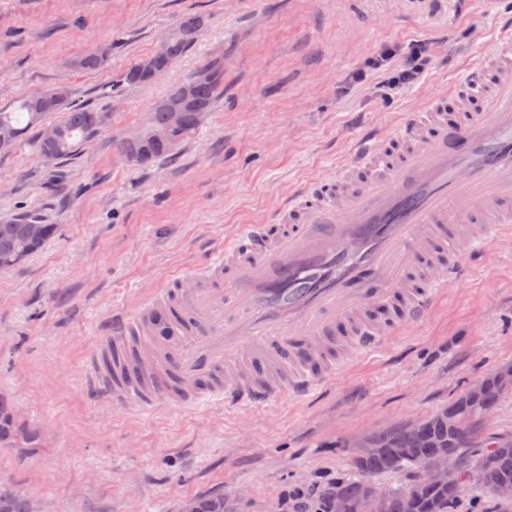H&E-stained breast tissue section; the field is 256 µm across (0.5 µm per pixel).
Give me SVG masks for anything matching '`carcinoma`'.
Masks as SVG:
<instances>
[{"mask_svg": "<svg viewBox=\"0 0 512 512\" xmlns=\"http://www.w3.org/2000/svg\"><path fill=\"white\" fill-rule=\"evenodd\" d=\"M205 25L204 17L187 15L162 40L160 47L136 63L127 73V82L133 85L149 84L163 76L175 61L188 52L198 41ZM224 90V66L220 60H211L196 70L187 80L169 88L148 112L141 127L120 139L119 149L125 161L135 167H148L156 160L172 155L182 140L196 131L208 114L216 108ZM70 90L65 85L44 89L18 100L8 111L0 108V129L10 132V138L0 140V155L11 153L29 132H35L34 147L41 157L52 156V161L63 162L77 155L80 149L101 132L105 115L83 105L69 103ZM181 113V123L173 124L171 114ZM62 113L52 124L57 130L54 141H44V118ZM39 218L21 214L0 222V271L9 270L39 250L58 230L56 224L42 225L40 237L29 236L27 228ZM506 392L488 388L472 413L495 410ZM453 403L408 424L393 434L384 428L371 433V449L352 453L346 478L334 484L333 490L322 493L319 512H331V495L343 498L352 512H365L364 479L388 474L404 473L408 483L395 488L388 495L386 512H455L460 500L471 492L492 496L503 484H512V441L486 438L483 427L475 417L465 418L460 427L467 440L461 444L449 429L448 408ZM39 434L20 426L13 411L0 399V447L36 448ZM469 456L480 453L486 462L472 479L463 482L461 489L453 486L438 488L421 479L419 463L437 448L448 449V462L455 460L459 448ZM419 481L421 496L411 504L407 494L409 484ZM0 512H27L23 498L14 493L0 498ZM183 512H224V497L207 496L187 502Z\"/></svg>", "mask_w": 512, "mask_h": 512, "instance_id": "1", "label": "carcinoma"}]
</instances>
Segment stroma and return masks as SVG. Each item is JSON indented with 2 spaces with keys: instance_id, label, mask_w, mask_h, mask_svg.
I'll return each instance as SVG.
<instances>
[{
  "instance_id": "1",
  "label": "stroma",
  "mask_w": 512,
  "mask_h": 512,
  "mask_svg": "<svg viewBox=\"0 0 512 512\" xmlns=\"http://www.w3.org/2000/svg\"><path fill=\"white\" fill-rule=\"evenodd\" d=\"M187 14L196 46L160 79L127 71ZM512 16V0H0V106L63 84L107 127L49 173L31 144L0 155V221L26 212L57 235L0 272V396L39 447L0 448V486L29 512H182L220 494L231 512H279L291 488L327 489L347 444L447 405L512 364V231L419 324L377 352L341 358L330 380L261 409L112 410L90 400L82 364L115 311L134 312L163 277L202 265L241 224H263L302 183L345 166L365 125L446 92ZM424 41L435 61L388 96L357 81L381 50ZM108 50L96 70L75 59ZM224 94L176 152L128 165L120 135L205 61Z\"/></svg>"
}]
</instances>
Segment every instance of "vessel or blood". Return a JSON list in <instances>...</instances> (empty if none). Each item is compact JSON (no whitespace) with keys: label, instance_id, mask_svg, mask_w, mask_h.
<instances>
[{"label":"vessel or blood","instance_id":"obj_1","mask_svg":"<svg viewBox=\"0 0 512 512\" xmlns=\"http://www.w3.org/2000/svg\"><path fill=\"white\" fill-rule=\"evenodd\" d=\"M511 226L512 18L448 94L366 133L342 172L239 225L201 271L113 313L85 390L139 411L304 398L337 358L386 343L380 311L420 323Z\"/></svg>","mask_w":512,"mask_h":512}]
</instances>
